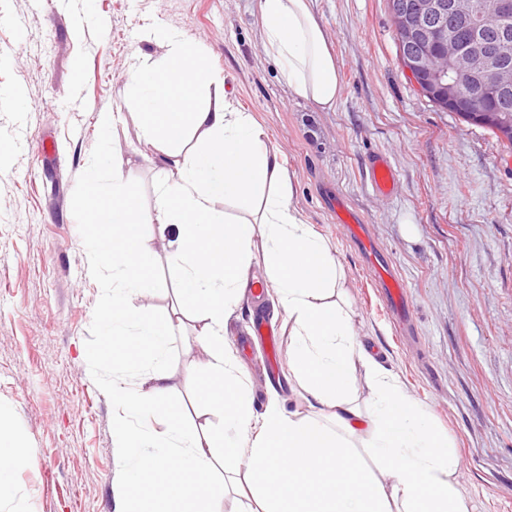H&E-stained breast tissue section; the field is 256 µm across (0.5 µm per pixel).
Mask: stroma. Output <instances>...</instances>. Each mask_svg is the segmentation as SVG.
<instances>
[{"instance_id": "1", "label": "stroma", "mask_w": 512, "mask_h": 512, "mask_svg": "<svg viewBox=\"0 0 512 512\" xmlns=\"http://www.w3.org/2000/svg\"><path fill=\"white\" fill-rule=\"evenodd\" d=\"M336 57L340 100L323 112L293 100L268 56L257 0H0V408L31 455L0 512H113L112 370L99 367L96 315L111 272L84 266L83 171L100 151L141 208L172 173L147 161L129 111L136 55L159 58L155 30L181 32L224 77V89L265 127L294 175V203L343 263L359 339L429 405L458 448L473 512H512V147L431 102L403 68L387 0H311ZM49 152H40L42 142ZM385 153L398 186L376 195L367 160ZM345 195L390 260L411 304L402 334L332 205ZM278 334V370L260 345L243 349L257 313ZM271 298L245 297L227 343L237 349L256 409L288 396L292 338ZM186 321L164 364L184 417L218 424L194 401L206 354ZM95 377H88L90 367Z\"/></svg>"}]
</instances>
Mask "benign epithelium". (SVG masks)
I'll use <instances>...</instances> for the list:
<instances>
[{
    "mask_svg": "<svg viewBox=\"0 0 512 512\" xmlns=\"http://www.w3.org/2000/svg\"><path fill=\"white\" fill-rule=\"evenodd\" d=\"M388 4L396 22L402 64L427 95L434 97L445 90L451 101L455 84L465 76L469 80L466 105L475 107L485 86L506 89L512 85V66L491 45L476 38L469 52L462 53L448 32L437 27L445 13L466 12V0H388ZM436 41L446 50L438 58L429 48Z\"/></svg>",
    "mask_w": 512,
    "mask_h": 512,
    "instance_id": "obj_1",
    "label": "benign epithelium"
}]
</instances>
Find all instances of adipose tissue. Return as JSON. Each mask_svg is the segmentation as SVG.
<instances>
[{"instance_id":"adipose-tissue-1","label":"adipose tissue","mask_w":512,"mask_h":512,"mask_svg":"<svg viewBox=\"0 0 512 512\" xmlns=\"http://www.w3.org/2000/svg\"><path fill=\"white\" fill-rule=\"evenodd\" d=\"M257 21L292 97L333 108L338 68L310 0H258ZM160 40V58L138 56L129 67L130 116L140 139L175 165L174 177L161 185L152 209L132 210L120 156L96 158L84 169L87 207L121 232L109 249L94 238L84 244L90 278L112 271L99 334L114 371L146 369L151 381L145 393L117 380L108 391L113 512H129L133 487L176 469L222 476L240 499L239 512H472L447 435L434 428L426 404L357 342L344 267L295 206L292 176L266 131L224 93L218 72L191 65L189 40L171 31ZM178 85L189 88L190 110L171 95ZM130 116L104 112L100 123L115 126ZM156 238L167 248L180 310L201 324L196 341L207 358L198 372L223 384L233 400L228 410L213 405L221 425L207 434L166 420L170 388L160 366L182 320L139 304L158 287ZM256 264L294 338L290 381L309 409L302 418L274 393L255 411L239 358L224 340ZM349 460L364 463L366 492H278L261 477L266 469L311 475ZM29 464L23 438L0 410V501L12 497L16 475Z\"/></svg>"}]
</instances>
